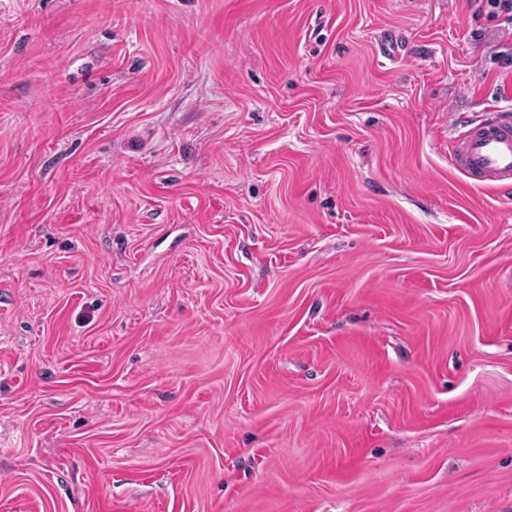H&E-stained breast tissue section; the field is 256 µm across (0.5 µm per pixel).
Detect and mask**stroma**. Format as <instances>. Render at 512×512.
<instances>
[{
  "mask_svg": "<svg viewBox=\"0 0 512 512\" xmlns=\"http://www.w3.org/2000/svg\"><path fill=\"white\" fill-rule=\"evenodd\" d=\"M468 0H0V512H512V106ZM473 119L454 140L449 162L481 186L512 188V109Z\"/></svg>",
  "mask_w": 512,
  "mask_h": 512,
  "instance_id": "35a3bbf8",
  "label": "stroma"
}]
</instances>
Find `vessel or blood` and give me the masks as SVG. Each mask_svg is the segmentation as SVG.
Wrapping results in <instances>:
<instances>
[{
	"label": "vessel or blood",
	"mask_w": 512,
	"mask_h": 512,
	"mask_svg": "<svg viewBox=\"0 0 512 512\" xmlns=\"http://www.w3.org/2000/svg\"><path fill=\"white\" fill-rule=\"evenodd\" d=\"M449 161L479 185L512 188V110L495 108L458 135Z\"/></svg>",
	"instance_id": "1"
}]
</instances>
